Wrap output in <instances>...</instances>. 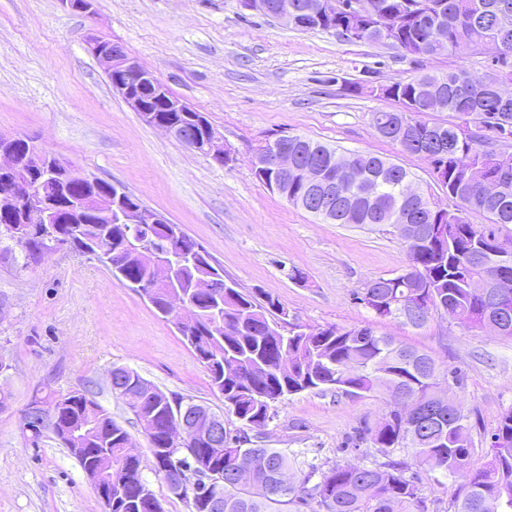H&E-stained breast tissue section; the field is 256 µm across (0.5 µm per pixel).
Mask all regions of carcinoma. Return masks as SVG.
I'll list each match as a JSON object with an SVG mask.
<instances>
[{"label": "carcinoma", "mask_w": 512, "mask_h": 512, "mask_svg": "<svg viewBox=\"0 0 512 512\" xmlns=\"http://www.w3.org/2000/svg\"><path fill=\"white\" fill-rule=\"evenodd\" d=\"M497 0H448L451 16L447 35L433 40L430 33L411 17L403 19L401 33L408 40L425 43L430 56L454 54L463 45H479L492 37L487 26L488 7ZM492 75L477 79L464 69L441 74H422L394 81L379 89V96L398 105L394 111L373 113L376 131L391 129L382 138L398 143L403 131L400 116L410 113V101L417 86L430 87L435 100L433 112L448 113V120L431 122L416 119L409 145L402 151L443 166L438 184L448 201L467 204V212L486 214L489 223L460 221L450 211L439 213L446 235L430 246L405 245L408 259L421 265L424 275L418 288H396L395 278L377 277L363 293L410 308L414 301L425 306L420 313L427 321L434 311L447 309L465 316V327L479 330L483 322V302L475 284L484 273L481 260L474 258L475 244L490 236L498 245L512 249V179L495 199L484 198L477 176L506 166L512 169V130L496 136L497 124L512 126V102L504 105L488 86ZM468 109L473 130L463 143L464 157L454 161L441 155L445 145L434 135L441 132L452 139L451 125L456 114ZM338 150L309 138L299 146L298 165H327ZM346 156L362 169L361 184L336 207L331 224H398L405 218L419 219L421 209L405 210L401 203L402 182L410 176L403 166L373 153L348 152ZM375 190L386 213L377 217L368 197ZM60 231L72 235V250L94 256L112 268V250L134 237L128 224H99L93 214L84 223L62 225ZM171 224H159L152 234L144 233L131 243L116 280H143L146 257L170 238ZM47 240L35 233L18 244L26 262L37 258ZM203 321L180 330L197 360L209 372L214 388L224 398V406L241 423L217 445L165 448L159 444L165 420L179 412L191 420L201 405L178 396H168L139 373L126 368L112 369V393L133 415L134 423L146 438L157 464V475L175 495L190 503L191 512H429L423 494L424 480L432 471L449 475L466 469L471 454L467 421L448 426V410L456 409L451 392L461 377L449 372L451 381L441 387L434 360L425 352L379 335L370 327L342 329L336 326L306 332H283L286 312L269 294L240 288L224 289V307L206 297L193 296ZM294 360L288 374L275 370L281 350ZM399 391L429 405L427 433L409 435L400 414L391 411L374 428L357 431L347 445L358 448L371 441L388 460L376 465L306 463L301 478L290 477V458L275 448H262L248 431L260 429L270 418L273 403L306 391H335L345 394ZM76 431L72 448L82 469L103 466L102 478H112V512H151L143 502L155 494L142 476L138 457L125 454L130 434L112 418L89 392H75L62 403L58 420L42 431H23L25 440L38 447L47 434L60 435L66 428ZM412 449L414 464L390 458L393 451ZM288 477V487L282 478ZM455 512H512V409L505 412L493 434L492 458L486 468L472 474L454 492Z\"/></svg>", "instance_id": "carcinoma-1"}]
</instances>
